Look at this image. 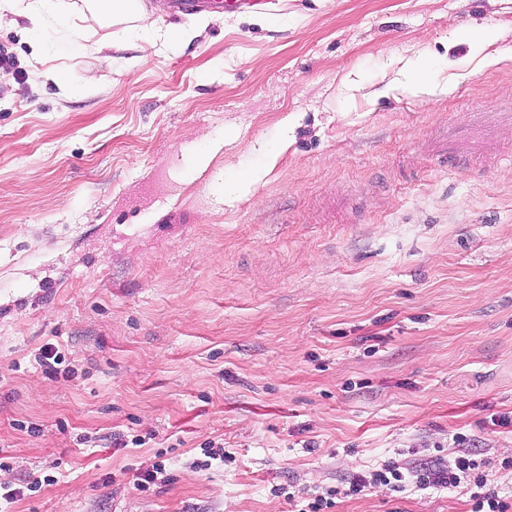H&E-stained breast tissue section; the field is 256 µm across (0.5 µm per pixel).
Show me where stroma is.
Returning a JSON list of instances; mask_svg holds the SVG:
<instances>
[{
  "instance_id": "stroma-1",
  "label": "stroma",
  "mask_w": 512,
  "mask_h": 512,
  "mask_svg": "<svg viewBox=\"0 0 512 512\" xmlns=\"http://www.w3.org/2000/svg\"><path fill=\"white\" fill-rule=\"evenodd\" d=\"M46 39L36 59L0 31V484L53 478L9 512H299L387 465L400 488L330 512H471L410 475L456 433L512 501V126L455 171L435 154L461 112L512 101V0H279L164 49L92 18ZM39 67L97 83L64 97ZM153 460L169 481L140 492Z\"/></svg>"
}]
</instances>
